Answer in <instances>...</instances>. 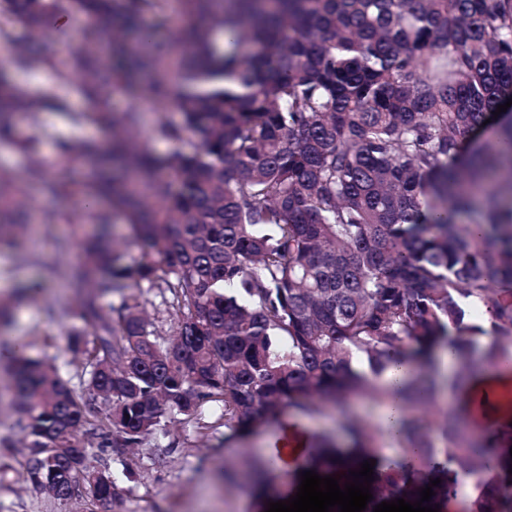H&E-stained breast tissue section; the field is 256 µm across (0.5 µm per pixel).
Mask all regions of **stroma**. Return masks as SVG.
Returning <instances> with one entry per match:
<instances>
[{
    "label": "stroma",
    "mask_w": 512,
    "mask_h": 512,
    "mask_svg": "<svg viewBox=\"0 0 512 512\" xmlns=\"http://www.w3.org/2000/svg\"><path fill=\"white\" fill-rule=\"evenodd\" d=\"M15 81L33 94L50 93L66 98L75 112L92 111V103L75 86L60 83L53 67L32 73H16ZM43 134V152L51 158L57 155V143L79 138L105 139V130L90 124H73L57 112L43 113L39 119ZM34 253L45 260H58L62 274L37 300L17 306L12 325L5 337L7 343L21 345L26 355L56 364L70 361L66 351L67 322H50L45 318L48 305L76 307L78 295L69 286V274L78 261L75 257H57L54 240L66 237L75 241L92 236V224L70 223L79 198L67 195L55 200L33 194ZM51 214L57 219L52 228H45L42 219ZM9 359L0 357V512H78L72 501H59L37 493L21 475V462L26 453L20 440L21 414L13 395V380ZM382 402L363 396H353L350 410L369 429L368 446L384 467L398 469L405 461L395 438L387 434L380 421ZM279 426L271 420L263 431L234 442H225L223 432L199 436L193 429L170 423L172 437L178 447H169L160 440L155 448H128L124 452L92 449V461H105L116 478V499L112 512H252L248 499L252 496L251 481L240 475L236 482L224 479V468L263 458L266 435Z\"/></svg>",
    "instance_id": "stroma-1"
}]
</instances>
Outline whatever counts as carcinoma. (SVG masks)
<instances>
[{
	"label": "carcinoma",
	"mask_w": 512,
	"mask_h": 512,
	"mask_svg": "<svg viewBox=\"0 0 512 512\" xmlns=\"http://www.w3.org/2000/svg\"><path fill=\"white\" fill-rule=\"evenodd\" d=\"M191 23L177 52L154 37L167 0H0V143L26 156L43 196L70 189L35 131L13 117L48 111L90 120L107 143L63 140L60 156L84 161L81 207L70 221L109 231L125 220L140 249L134 264L104 235L79 250L72 375L24 354L14 390L28 441L22 475L36 492L109 512L114 479L91 448H148L166 422L205 434L263 424L288 404L333 412L352 446L367 438L349 411L358 394L385 400L375 381L390 363L417 365L395 396L397 441L430 464L443 451L458 471L439 472L423 505L446 512L460 476L483 483L465 512H512V457L491 454L463 425L434 411L432 351L450 344L459 377L480 360L512 359V123L464 154L463 143L512 96V0H181ZM86 25L59 78L95 105L34 95L12 80L53 62L55 23ZM148 73L143 86L135 75ZM232 78L236 89L224 87ZM127 98L112 109V94ZM159 119L140 129L139 100ZM174 106L181 120L167 119ZM174 148L164 154L153 143ZM31 200L0 163V251L30 257L21 228ZM0 296V335L15 303L50 286ZM118 293L106 309L101 299ZM160 298L154 317L149 294ZM488 316L490 328L468 322ZM170 324L168 330L157 323ZM489 337L480 346L479 337ZM316 473L347 469L327 437L313 444ZM501 476L482 478L493 468ZM373 499H420V473L373 474Z\"/></svg>",
	"instance_id": "1"
}]
</instances>
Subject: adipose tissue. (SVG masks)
Listing matches in <instances>:
<instances>
[{
    "label": "adipose tissue",
    "instance_id": "ef3b65f1",
    "mask_svg": "<svg viewBox=\"0 0 512 512\" xmlns=\"http://www.w3.org/2000/svg\"><path fill=\"white\" fill-rule=\"evenodd\" d=\"M413 364L403 360L392 363L379 377L392 396L385 402L381 423L388 434H395L402 415L401 404L393 393L414 373ZM512 386V365L488 367L477 364L474 373L459 390L457 399L466 419L477 429L486 430L485 443L492 448L512 446V403L503 400ZM311 428L292 418L283 419L279 429L266 439L263 454L273 460L281 474L300 477L311 457Z\"/></svg>",
    "mask_w": 512,
    "mask_h": 512
}]
</instances>
